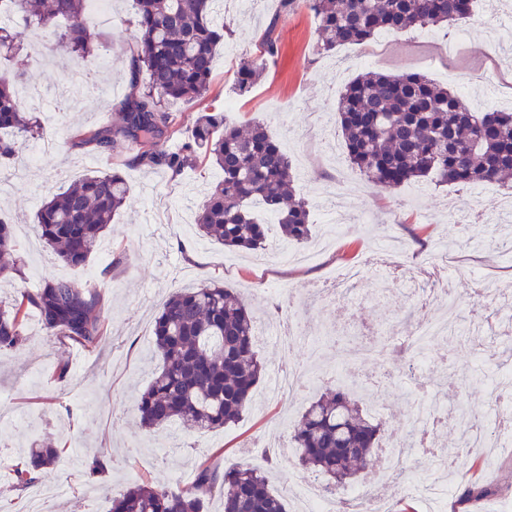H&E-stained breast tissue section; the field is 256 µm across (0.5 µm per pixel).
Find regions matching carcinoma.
Returning <instances> with one entry per match:
<instances>
[{
	"label": "carcinoma",
	"mask_w": 512,
	"mask_h": 512,
	"mask_svg": "<svg viewBox=\"0 0 512 512\" xmlns=\"http://www.w3.org/2000/svg\"><path fill=\"white\" fill-rule=\"evenodd\" d=\"M19 26H0V54L8 59L21 46L37 60L56 44L70 49L71 67L95 77L102 34L87 0H0ZM136 53L131 63L133 93L125 98L117 127L102 126L79 139L102 156L123 143L133 161L164 166L172 174L211 163L222 177L197 214L195 233L227 247L263 250L266 224L254 214L261 204L274 215L284 239L296 244L311 237L307 204L295 198L287 154L261 122L243 130L213 106L201 113L178 153L166 150L175 132L167 105L172 100L208 96L224 24L216 0H133ZM319 22L321 47L363 43L381 31L452 23L470 17L473 0H305ZM275 26L259 55L240 66L234 90L256 84L278 51ZM148 80L142 81L141 75ZM27 74L0 72V168L16 161L40 123L19 97ZM338 114L350 161L369 181L384 188L428 179L437 184L505 182L512 177V112L472 110L457 93L426 76L368 71L344 89ZM130 187L118 173L89 174L45 199L36 214L41 240L65 265L84 267L95 246L112 230ZM14 231L0 218V278L22 275ZM103 296L97 285L46 279L24 288L9 310L0 309V352L19 351L27 342L24 321L38 312L45 330L80 346L106 336ZM255 316L242 298L219 283L172 293L153 321L152 340L163 364L139 394L135 411L141 427L153 430L178 421L206 433L235 423L251 402L264 368L254 351ZM382 423L363 413L348 391L336 389L312 401L292 425L301 464L344 484L372 467ZM60 450L47 442L30 449L14 469L21 489L40 484ZM224 487V512H287L261 471L236 463L224 470L198 464L192 483L176 491L148 480L133 483L112 499L111 512H203L214 488ZM490 494L481 484L457 491L461 504Z\"/></svg>",
	"instance_id": "1"
}]
</instances>
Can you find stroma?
I'll return each instance as SVG.
<instances>
[{"label": "stroma", "instance_id": "stroma-1", "mask_svg": "<svg viewBox=\"0 0 512 512\" xmlns=\"http://www.w3.org/2000/svg\"><path fill=\"white\" fill-rule=\"evenodd\" d=\"M275 4L251 0L244 11L238 0H224L227 32L216 54L209 96L229 121L241 126L264 122L279 139L294 169L295 193L310 204L312 232L306 243L289 242L271 229L270 256L265 259L257 252L199 239L190 228L206 189L221 176L218 169L200 164L174 175L133 164L131 152L122 145L107 164L93 147L73 145L74 136L121 120L118 107L130 92L132 0H112V21L102 27L112 51L100 69L96 91L68 112L41 116L42 136L53 141V151L26 168L16 188L0 192V217L12 224L23 259L21 275L0 282V304L10 305L18 289L38 288L46 278L85 283L105 270L108 331L98 347L85 348L46 335L33 311L24 349L0 353V409L13 414L11 421L0 424V512H27L32 492L16 487L12 468L44 439L61 450L60 464L45 479L58 488L47 499L49 512H110L113 497L137 480L147 477L174 490L193 481L197 464L204 460L220 469L233 462L259 468L270 487L286 495L288 512H301L297 492L312 474L288 453L292 425L310 401L340 385L351 371L366 386L364 408L383 423L381 452L372 473L388 512H424L414 491L419 483L473 478L493 485L496 494L478 502L472 512H512V445L485 449L472 465L457 457L446 475L425 453L417 473L405 480L386 476L383 454L392 438L407 431L421 381L427 398L490 420L495 404L484 379L512 368L507 352L512 322L506 318V301L478 296L476 279L482 275L493 282H512V255L489 245L492 227L478 215L481 196L504 209L512 207V198L495 184L438 187L419 182L380 188L348 164L336 116L344 86L370 69L425 75L461 93L479 112L488 109L481 101V87L489 80L498 109L512 111V91L503 79L504 71L512 69L508 13L488 0H477L466 25L467 46L454 54L448 51V41L456 28L446 24L383 32L365 43L322 54L317 50L318 21L304 0L281 15L275 14ZM272 24L279 35L278 57L249 93H235L237 69L255 58ZM67 59L65 49L57 45L40 62L18 56L9 66L25 69L50 94ZM107 167L129 184V204L113 218L111 235L104 237L84 269L76 271L43 244L35 214L49 192ZM325 191L337 193L350 227L328 223L318 204ZM452 211L466 216V223H452ZM379 243L385 246L386 259L409 278L418 274L423 256L433 253L437 268L450 272L454 309L436 305L422 312L400 288L385 300H370L371 282L380 276L370 266L372 248ZM355 265L366 269L356 287L364 300L349 314L337 313L309 293V286L333 281ZM213 280L254 306L261 325L287 320L290 293L302 291L297 308L301 327L320 354L309 357L303 344L286 335L258 338L256 352L265 372L252 405L235 424L204 434L176 425L144 430L135 419V405L160 365L151 336L153 319L173 291ZM447 315L454 316L461 329L479 328V336L464 343L433 342L418 370L409 353L378 358L371 350L375 342L390 343V326L405 332L422 317ZM60 362L71 369L64 386L50 378ZM289 367L305 373L307 389L266 399L264 392L277 370ZM96 457L104 459L106 471L92 477L84 463Z\"/></svg>", "mask_w": 512, "mask_h": 512}]
</instances>
